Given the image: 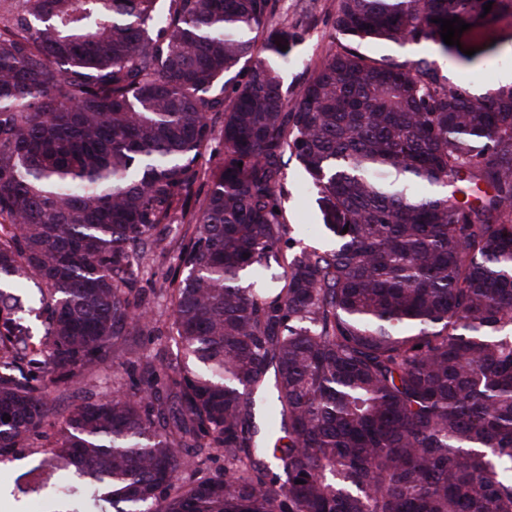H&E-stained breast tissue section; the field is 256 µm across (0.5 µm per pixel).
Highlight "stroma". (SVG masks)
<instances>
[{
  "mask_svg": "<svg viewBox=\"0 0 512 512\" xmlns=\"http://www.w3.org/2000/svg\"><path fill=\"white\" fill-rule=\"evenodd\" d=\"M336 4L337 0H277L272 23L298 24L305 30L302 41L293 48L287 63L281 66L284 85L289 92H296L316 65L339 50L340 41L333 28ZM489 40L494 43V50L470 62L452 54H441L425 43H366L361 50L366 55L396 64L422 58L434 61L441 80L448 86H460L472 96L483 97L501 86L502 74L512 72V27H498L491 32ZM284 189L282 206L287 222L299 228L305 243L320 248L332 246L334 236L324 230L317 195L308 185L299 162L291 155L286 158ZM128 382L123 370L113 369L108 364L68 390H53L52 395L59 412L64 413L81 399L126 389ZM45 453V448L37 442L24 449L19 458L0 461V500L8 503L10 512H61L60 503L28 484L27 471L37 465Z\"/></svg>",
  "mask_w": 512,
  "mask_h": 512,
  "instance_id": "1",
  "label": "stroma"
}]
</instances>
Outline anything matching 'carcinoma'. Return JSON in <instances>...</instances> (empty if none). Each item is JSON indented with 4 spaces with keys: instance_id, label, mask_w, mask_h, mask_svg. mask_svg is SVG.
Segmentation results:
<instances>
[{
    "instance_id": "cac0c4a2",
    "label": "carcinoma",
    "mask_w": 512,
    "mask_h": 512,
    "mask_svg": "<svg viewBox=\"0 0 512 512\" xmlns=\"http://www.w3.org/2000/svg\"><path fill=\"white\" fill-rule=\"evenodd\" d=\"M164 2L0 9V459L51 427L30 482L69 466L108 512H512V85L359 50L448 54L432 19L512 0H337L347 43L291 96L275 0ZM288 153L332 249L274 211ZM175 216L161 327L138 275ZM132 361L58 415L50 379ZM140 345L142 350L152 358L154 364L157 366L166 364L168 348L164 336H143L140 338Z\"/></svg>"
}]
</instances>
